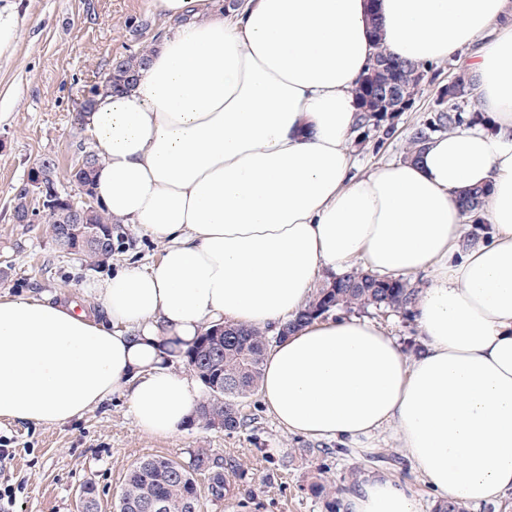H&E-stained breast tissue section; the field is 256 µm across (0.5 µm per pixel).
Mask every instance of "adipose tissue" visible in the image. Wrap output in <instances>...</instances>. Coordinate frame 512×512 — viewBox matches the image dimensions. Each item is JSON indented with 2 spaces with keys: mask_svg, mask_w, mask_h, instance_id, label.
<instances>
[{
  "mask_svg": "<svg viewBox=\"0 0 512 512\" xmlns=\"http://www.w3.org/2000/svg\"><path fill=\"white\" fill-rule=\"evenodd\" d=\"M150 6L177 29L83 125L97 200L165 248L89 284L101 320L0 297V418L61 425L118 393L141 432L172 435L200 392L177 353L204 327L283 325L324 272L429 271L417 355L371 320L320 318L268 349L261 398L312 440L363 449L394 429L426 484L462 504L512 491V0H244L228 18L204 0ZM373 11L388 52L415 64L483 42L471 68L495 132L462 127L353 174ZM476 185L490 230L468 247L457 197ZM345 510L419 512L383 473Z\"/></svg>",
  "mask_w": 512,
  "mask_h": 512,
  "instance_id": "1",
  "label": "adipose tissue"
}]
</instances>
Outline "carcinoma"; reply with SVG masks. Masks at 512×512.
Instances as JSON below:
<instances>
[{
    "label": "carcinoma",
    "instance_id": "carcinoma-1",
    "mask_svg": "<svg viewBox=\"0 0 512 512\" xmlns=\"http://www.w3.org/2000/svg\"><path fill=\"white\" fill-rule=\"evenodd\" d=\"M372 36L376 52L372 62L375 70L367 72L353 89L357 110L360 112L359 128L364 136L393 135L395 128L379 129L385 110L391 103L385 97L386 89L398 88L412 93L424 82L430 69L400 60L384 48L380 23L372 16ZM149 52L143 50L113 61L104 79L90 89L87 104L78 106L75 124L83 123L84 115L91 110L100 94L120 92L133 86L140 69L146 65ZM456 83L464 89L459 97H450L439 105V110L416 129L406 147L405 159H414L423 146L437 133L452 132L462 125L480 124L488 127L491 121L478 106L475 80L466 72L456 76ZM488 190L472 187L459 198L462 212L468 223L475 226L467 244H474L478 230L482 229L479 214L483 210ZM44 220L46 232L56 249L64 254L77 255L92 267L104 265L112 257L114 225L112 216L102 208L93 212V223L106 231L102 248L86 245L75 236L65 233L61 224L59 206L47 207L36 214ZM417 290L403 279L381 277L369 271L355 269L323 281L312 299L298 316L269 337L260 328L229 325L220 329L209 325L196 342L184 353L185 365L204 385V396L194 409L195 419L207 428H214L215 420L222 421V429L234 431L247 425V418L240 406L253 395L262 378L265 353L270 343L282 340L313 320L338 312L392 310L409 313L415 302ZM208 475V492L215 501H222L230 494V484L224 474V463L204 448L194 451L188 463L183 464L165 457H147L135 463L127 472L125 483L115 512H147L148 506L158 504L161 512H200L196 475ZM307 490L314 497L328 499L329 512H336V495L340 489L320 481H311Z\"/></svg>",
    "mask_w": 512,
    "mask_h": 512
}]
</instances>
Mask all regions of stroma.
Listing matches in <instances>:
<instances>
[{"mask_svg": "<svg viewBox=\"0 0 512 512\" xmlns=\"http://www.w3.org/2000/svg\"><path fill=\"white\" fill-rule=\"evenodd\" d=\"M20 17V39L12 56L0 58V296L38 297L72 303L101 313L89 283L109 278L129 264L146 266L162 253V243L137 225H118L112 258L99 268L56 250L41 223L16 224L12 198L31 167L54 157L60 180H67L80 147L89 140L73 122L83 95L101 82L113 60L155 48L169 22L148 0H13ZM480 51L435 65L434 82L423 83L412 111L403 113L393 137L369 138L351 152L356 172L364 173L404 157L406 143L430 114L439 86L447 84ZM251 419L227 432L189 422L170 437L139 431L127 399L115 395L104 405L62 425L43 426L0 418V444L10 450L0 461V489L15 490L12 512H78L79 492L94 483L101 491L99 512H114L127 470L146 456L188 462L193 450L207 449L235 471L231 494L216 502L207 476H197L202 512H328L325 500L305 490L310 471L323 480L349 486L371 471L407 483L422 512H433L440 497L413 470L395 431L379 432L366 453L338 448L284 431L259 395L243 403Z\"/></svg>", "mask_w": 512, "mask_h": 512, "instance_id": "stroma-1", "label": "stroma"}]
</instances>
